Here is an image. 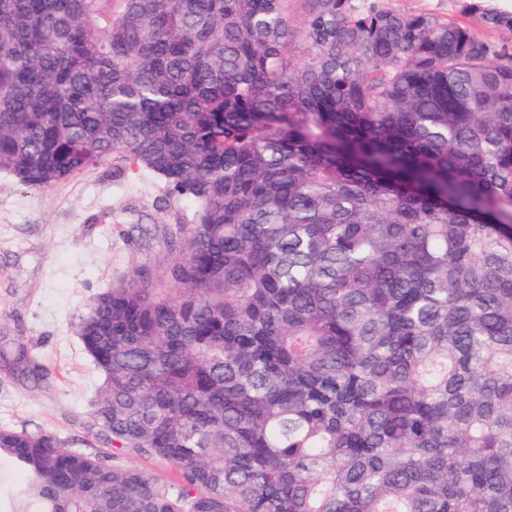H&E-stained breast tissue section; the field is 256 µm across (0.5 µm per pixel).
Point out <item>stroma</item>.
Here are the masks:
<instances>
[{
    "mask_svg": "<svg viewBox=\"0 0 512 512\" xmlns=\"http://www.w3.org/2000/svg\"><path fill=\"white\" fill-rule=\"evenodd\" d=\"M468 26L512 62V31L486 27L480 0H380ZM149 173L125 171L119 157L55 185L27 188L0 172V428L50 430L67 448L100 453L165 482L170 461L113 448L96 427L103 382L78 335L92 297L135 269L161 272L177 209Z\"/></svg>",
    "mask_w": 512,
    "mask_h": 512,
    "instance_id": "35a3bbf8",
    "label": "stroma"
}]
</instances>
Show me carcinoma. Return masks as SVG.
Listing matches in <instances>:
<instances>
[{"instance_id": "obj_1", "label": "carcinoma", "mask_w": 512, "mask_h": 512, "mask_svg": "<svg viewBox=\"0 0 512 512\" xmlns=\"http://www.w3.org/2000/svg\"><path fill=\"white\" fill-rule=\"evenodd\" d=\"M494 54L355 0H0V171L121 154L189 214L77 329L100 431L182 480L0 428V512H512Z\"/></svg>"}]
</instances>
